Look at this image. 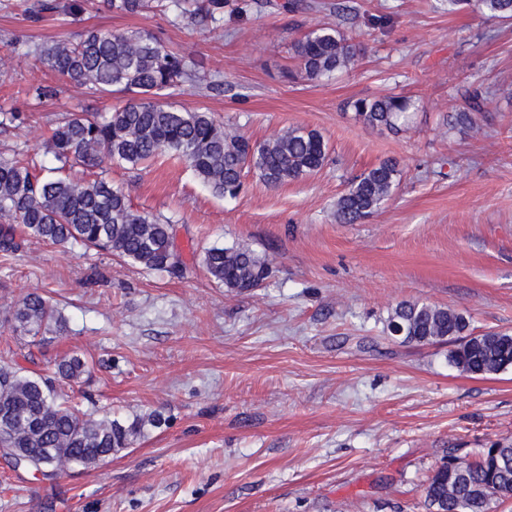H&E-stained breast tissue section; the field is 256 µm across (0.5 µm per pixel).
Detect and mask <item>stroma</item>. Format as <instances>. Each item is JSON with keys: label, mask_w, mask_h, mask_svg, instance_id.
<instances>
[{"label": "stroma", "mask_w": 512, "mask_h": 512, "mask_svg": "<svg viewBox=\"0 0 512 512\" xmlns=\"http://www.w3.org/2000/svg\"><path fill=\"white\" fill-rule=\"evenodd\" d=\"M0 0V109L27 113L0 134V154L43 151L52 121L104 111L124 94L90 96L21 45L95 29H140L224 79L186 85L176 108L205 110L255 141L290 127L318 131L329 159L277 188L246 172L237 199L213 195L168 159L140 175L107 172L138 210L176 222L187 270L173 278L79 246L32 240L0 256V312L40 291L68 330L40 362L76 352L91 371L73 392L85 410L159 413L132 448L55 483L16 475L0 459V512H427L426 481L451 457L512 444V368L486 376L449 360L454 342L415 346L386 329L392 309L420 301L466 312L473 332L512 335V18L448 13L437 0H323L289 14L280 0L224 27L96 6L34 24ZM319 21L365 48L326 81L289 77L290 44ZM59 84L34 105L30 91ZM492 90L477 129L451 127L466 88ZM389 94L416 109L400 130L356 120L349 101ZM385 160L402 178L362 224L336 223L349 182ZM266 255L261 288L237 293L201 264L211 245Z\"/></svg>", "instance_id": "stroma-1"}]
</instances>
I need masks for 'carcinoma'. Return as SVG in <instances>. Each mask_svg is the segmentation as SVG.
<instances>
[{
	"label": "carcinoma",
	"instance_id": "obj_1",
	"mask_svg": "<svg viewBox=\"0 0 512 512\" xmlns=\"http://www.w3.org/2000/svg\"><path fill=\"white\" fill-rule=\"evenodd\" d=\"M173 15V22L224 25L225 0H104L121 14L136 15L152 2ZM93 0L53 4L37 0L26 7L35 16L57 12L72 18L83 15ZM448 12L474 8L485 16L512 17V0H440ZM300 75L308 80L330 78L351 68L362 45L330 23L310 28L292 43ZM39 63L59 74L70 86L91 94H131L123 105L105 113H72L55 123L44 143L57 166L43 174L30 164L25 150L0 156V253L18 251L20 227L25 235L53 246L79 245L104 251L142 270L161 271L180 278L185 265L175 248L176 228L170 218L133 209L122 188L100 175L85 171L107 161L131 173L169 155L185 161L200 182L218 197L235 199L243 187L245 170L252 169L271 187L298 181L324 167L328 146L323 136L305 127H290L262 142L224 125L209 112L181 110L160 102V97L186 83L218 90L224 80L201 70L189 58L168 48L144 30L88 29L76 40H57L31 51ZM489 95L479 89L468 93L466 108L451 115L450 125L471 127L484 112ZM365 126L395 130L408 120L415 102L393 94L349 102ZM402 170L387 160L361 173L336 200L338 224L367 221L391 197ZM207 274L229 291L259 288L270 274L267 257L246 245L211 246L204 250ZM11 332L28 338L31 348L46 340V333L62 334L67 320L50 299L33 291L13 308ZM404 330L406 342L434 344L450 336L469 335L470 321L462 311L418 301L399 303L389 314L387 328ZM450 361L477 376L512 368V336L497 333L477 342L456 344ZM77 354L54 362L45 374L28 375L8 363L0 364V457L5 449L31 456L27 471L55 461V477L66 470L87 468L103 454H117L156 426L159 417L118 418L105 412L96 417L79 409L58 389V383L76 384L89 372ZM512 488V445L484 448L466 464L463 474L448 483V467L438 468L424 487L427 507L438 512H489L497 491Z\"/></svg>",
	"mask_w": 512,
	"mask_h": 512
}]
</instances>
